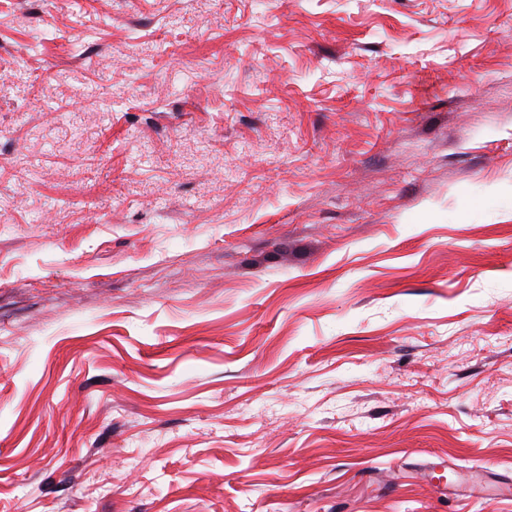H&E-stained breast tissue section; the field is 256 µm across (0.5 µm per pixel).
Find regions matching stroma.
I'll use <instances>...</instances> for the list:
<instances>
[{"instance_id": "stroma-1", "label": "stroma", "mask_w": 512, "mask_h": 512, "mask_svg": "<svg viewBox=\"0 0 512 512\" xmlns=\"http://www.w3.org/2000/svg\"><path fill=\"white\" fill-rule=\"evenodd\" d=\"M509 197L512 0H0V512H512Z\"/></svg>"}]
</instances>
